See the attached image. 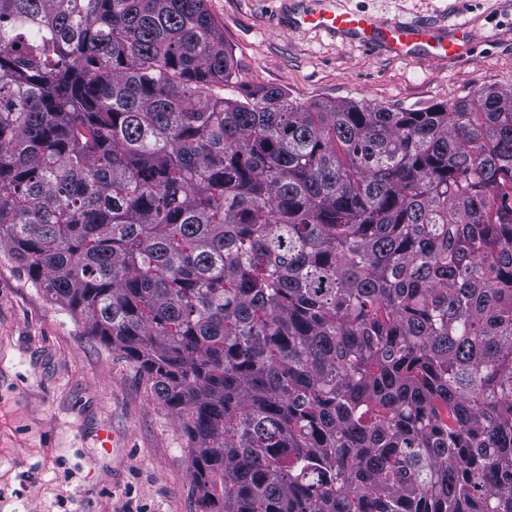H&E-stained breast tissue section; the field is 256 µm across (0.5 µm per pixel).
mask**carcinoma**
<instances>
[{"label":"carcinoma","instance_id":"carcinoma-1","mask_svg":"<svg viewBox=\"0 0 512 512\" xmlns=\"http://www.w3.org/2000/svg\"><path fill=\"white\" fill-rule=\"evenodd\" d=\"M232 70L206 0H0V250L177 415L200 512H512V91Z\"/></svg>","mask_w":512,"mask_h":512}]
</instances>
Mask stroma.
Here are the masks:
<instances>
[{"label":"stroma","instance_id":"stroma-1","mask_svg":"<svg viewBox=\"0 0 512 512\" xmlns=\"http://www.w3.org/2000/svg\"><path fill=\"white\" fill-rule=\"evenodd\" d=\"M300 2L208 0L234 60L230 95L280 87L407 109L512 89V0H334L388 21L467 25L472 52L439 61L287 29ZM198 497L177 418L1 251L0 512H200Z\"/></svg>","mask_w":512,"mask_h":512}]
</instances>
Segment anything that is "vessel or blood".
Listing matches in <instances>:
<instances>
[{"label": "vessel or blood", "mask_w": 512, "mask_h": 512, "mask_svg": "<svg viewBox=\"0 0 512 512\" xmlns=\"http://www.w3.org/2000/svg\"><path fill=\"white\" fill-rule=\"evenodd\" d=\"M290 25L297 30H314L365 47L380 48L401 59L420 54L432 58L455 57L472 50L468 31L462 26L446 35L431 22L384 24L367 14L326 5L303 9Z\"/></svg>", "instance_id": "1"}]
</instances>
